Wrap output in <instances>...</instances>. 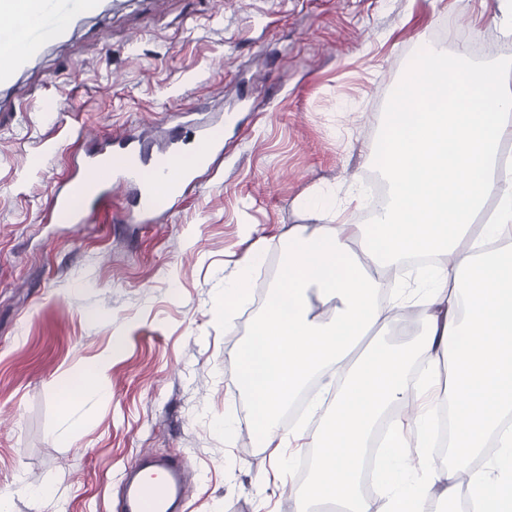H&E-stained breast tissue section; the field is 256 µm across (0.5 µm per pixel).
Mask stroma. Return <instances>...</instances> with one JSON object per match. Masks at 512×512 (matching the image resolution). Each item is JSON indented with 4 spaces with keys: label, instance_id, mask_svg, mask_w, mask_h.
I'll return each mask as SVG.
<instances>
[{
    "label": "stroma",
    "instance_id": "35a3bbf8",
    "mask_svg": "<svg viewBox=\"0 0 512 512\" xmlns=\"http://www.w3.org/2000/svg\"><path fill=\"white\" fill-rule=\"evenodd\" d=\"M511 24L502 0H123L50 47L0 124L10 512H121V479L145 453L181 461L187 512H291L294 485L258 448L227 366L266 298L219 310L224 282L249 259L251 281L273 284L289 229L317 221L314 201L360 223L371 149L428 40L503 65L512 87ZM45 77L46 105L25 107ZM186 111L212 124L220 149L167 216L129 221L135 193L116 184L112 220L47 221L50 196L98 139L132 132L150 154ZM99 360V392L68 427L59 390Z\"/></svg>",
    "mask_w": 512,
    "mask_h": 512
}]
</instances>
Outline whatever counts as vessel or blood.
Segmentation results:
<instances>
[{
  "label": "vessel or blood",
  "instance_id": "vessel-or-blood-1",
  "mask_svg": "<svg viewBox=\"0 0 512 512\" xmlns=\"http://www.w3.org/2000/svg\"><path fill=\"white\" fill-rule=\"evenodd\" d=\"M108 0H0V109L13 93L19 80L44 56L51 44L70 38L85 18L107 12ZM122 154L144 158L152 172L162 173L167 179L181 183L189 176L182 170L174 152L146 158L137 136H129L122 144ZM144 164V165H145ZM142 167V166H141ZM141 167L132 166L111 173L100 168L96 155H88L77 174L64 186L56 189L49 199V209L55 216H63L73 198L79 195L88 181H95L96 189L87 210L74 216L77 224L87 223L92 214L111 206L112 195L107 186L119 180L137 189L139 214L144 221L157 219L154 205L146 197L147 180ZM141 469L155 468L161 473L158 480L126 478L122 487L123 512H167L169 503L179 493L182 481L180 467L172 462L142 459Z\"/></svg>",
  "mask_w": 512,
  "mask_h": 512
}]
</instances>
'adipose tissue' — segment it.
Returning <instances> with one entry per match:
<instances>
[{"label":"adipose tissue","instance_id":"obj_1","mask_svg":"<svg viewBox=\"0 0 512 512\" xmlns=\"http://www.w3.org/2000/svg\"><path fill=\"white\" fill-rule=\"evenodd\" d=\"M469 51L434 48L391 100L375 166L387 182L371 225L317 224L288 232V250L266 311L230 365L248 396L259 447L281 448L279 421L311 383L314 427L298 434L317 450L293 512L339 500L343 512H512V90L500 70H474ZM439 255L426 284L380 299L388 270ZM332 304L329 315L314 303ZM420 309V330L397 345L369 340L395 327L398 310ZM100 363L59 398L64 421L98 391ZM374 471L381 499L360 490L365 454L397 405ZM447 407L457 462L438 465L434 416Z\"/></svg>","mask_w":512,"mask_h":512}]
</instances>
